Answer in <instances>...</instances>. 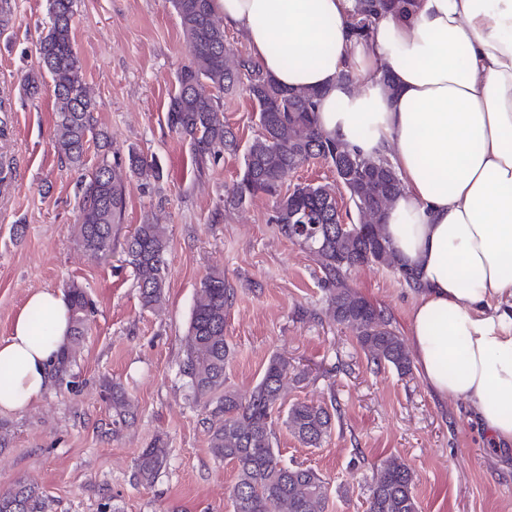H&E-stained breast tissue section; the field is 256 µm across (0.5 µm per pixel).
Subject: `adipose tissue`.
Returning a JSON list of instances; mask_svg holds the SVG:
<instances>
[{
	"instance_id": "adipose-tissue-1",
	"label": "adipose tissue",
	"mask_w": 512,
	"mask_h": 512,
	"mask_svg": "<svg viewBox=\"0 0 512 512\" xmlns=\"http://www.w3.org/2000/svg\"><path fill=\"white\" fill-rule=\"evenodd\" d=\"M355 5L212 0L263 76L318 91L320 129L397 173L384 231L416 278L420 376L512 443V0H410L365 39ZM70 331L61 294L28 296L0 339V413L41 400Z\"/></svg>"
}]
</instances>
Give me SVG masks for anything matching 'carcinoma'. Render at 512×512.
Here are the masks:
<instances>
[{"label": "carcinoma", "instance_id": "cac0c4a2", "mask_svg": "<svg viewBox=\"0 0 512 512\" xmlns=\"http://www.w3.org/2000/svg\"><path fill=\"white\" fill-rule=\"evenodd\" d=\"M395 2L357 0L355 29L361 35L368 33L372 15ZM170 3L189 51V61L177 75L178 89L168 107L170 129L191 140L200 171L221 154L237 151V138L224 125L220 97L204 92L203 86L222 93L246 83L249 98L258 108L261 132L247 146L242 175L225 203L242 206L258 195L274 198L272 223L319 260L328 285L330 317L355 329L358 344L375 365H390L402 375L410 373L411 359L403 339L389 327L383 311L343 282L345 272L370 264L396 270L411 282L382 233L387 213L402 192L400 179L383 160L356 154L318 128L317 92L285 90L264 77L253 62L233 61L212 0ZM76 7L77 0H47L49 23L36 53L40 72L54 81L53 138L60 160L80 171L90 141L97 146V166L79 181L81 207L73 235L85 252L102 259L112 251L126 209L121 170L149 184L160 180L162 168L135 150L125 157L108 156V136L95 127V104L72 38ZM314 159L335 168L356 209V221L344 223L336 193L326 185L296 184L282 191L288 173ZM168 250L165 226L148 220L124 239L123 263L135 275L145 309L156 311L164 305ZM232 299L223 273L211 272L201 281L189 322L183 373L195 402L204 410L212 454L231 465L235 473L233 512H272L276 507L285 512H324L327 482L315 468L281 458L276 425H285L304 445L317 448L332 431L333 414L321 405L302 402L278 416L282 390L292 371L288 359L281 356L269 360L249 397L226 385L225 369L232 350L224 327ZM67 302L76 343L84 336L91 304L76 286L68 289ZM112 410L117 424L134 419L130 402L117 389L112 390ZM167 457L168 449L159 441L144 449L136 460L135 479L154 482ZM414 478L413 470L402 460H385L373 474L367 512H419ZM0 512H48V505L35 488L19 482L0 494Z\"/></svg>", "mask_w": 512, "mask_h": 512}]
</instances>
